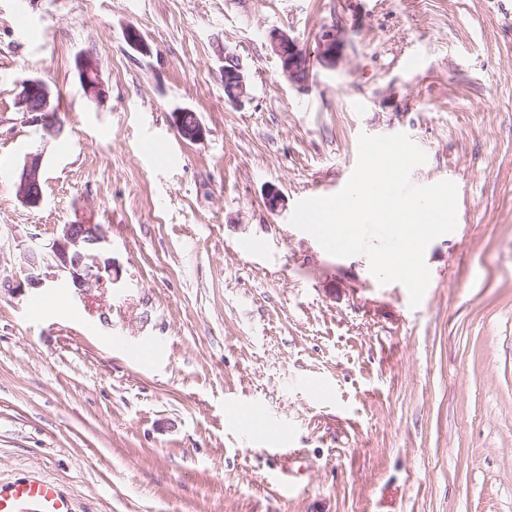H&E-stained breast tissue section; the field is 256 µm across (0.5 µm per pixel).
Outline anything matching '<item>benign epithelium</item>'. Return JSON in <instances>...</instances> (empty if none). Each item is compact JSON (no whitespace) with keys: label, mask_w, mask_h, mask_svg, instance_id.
I'll list each match as a JSON object with an SVG mask.
<instances>
[{"label":"benign epithelium","mask_w":512,"mask_h":512,"mask_svg":"<svg viewBox=\"0 0 512 512\" xmlns=\"http://www.w3.org/2000/svg\"><path fill=\"white\" fill-rule=\"evenodd\" d=\"M127 43L137 52L149 55L151 48L139 30L133 26L124 32ZM266 40L280 64L282 76L293 84H304L310 71L311 57L298 40L287 31L273 28ZM342 44V31L327 28L318 39L317 59L329 69L336 68ZM77 70L84 94L100 103L106 98L101 78L100 63L96 56L84 52L77 57ZM224 82L233 86L229 97L233 104H240L248 98V84L242 65L224 67ZM18 105L29 116V121L43 128L42 138L59 134L60 125L54 119L56 108L48 86L39 78L22 81ZM186 108L173 112V123L183 138L192 142L205 139L206 129L200 121L187 127L184 116ZM43 153L39 150L27 154L16 181V196L28 207H38L43 201ZM33 245L28 248V263L16 278V287L40 289L50 282L65 280L83 291L103 281L102 272H112V259L106 257L107 237L99 224H62L51 243L43 246L32 237Z\"/></svg>","instance_id":"1"}]
</instances>
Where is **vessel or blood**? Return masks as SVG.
<instances>
[{
  "mask_svg": "<svg viewBox=\"0 0 512 512\" xmlns=\"http://www.w3.org/2000/svg\"><path fill=\"white\" fill-rule=\"evenodd\" d=\"M260 408L251 406L234 415L235 426L243 441L255 444L265 430L259 423ZM0 512H74L71 500L58 485L48 479L33 477L0 488Z\"/></svg>",
  "mask_w": 512,
  "mask_h": 512,
  "instance_id": "vessel-or-blood-1",
  "label": "vessel or blood"
}]
</instances>
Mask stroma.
I'll list each match as a JSON object with an SVG mask.
<instances>
[{"mask_svg":"<svg viewBox=\"0 0 512 512\" xmlns=\"http://www.w3.org/2000/svg\"><path fill=\"white\" fill-rule=\"evenodd\" d=\"M328 26L338 66L289 83L266 31L312 54ZM87 50L100 105L75 67ZM28 77L49 86L58 137L18 107ZM177 108L204 141L178 134ZM395 133L427 154L411 181L457 187L415 308L366 255L290 223L303 196L346 185L360 135ZM36 149L44 199L28 207L15 182ZM80 220L102 225L117 284L12 288L32 237ZM232 403L263 407L297 458L242 444ZM33 476L74 512H512V0H0V486ZM77 70L84 94L92 101L101 103L106 90L101 78L100 63L93 52L87 51L77 57ZM232 55L233 54H230V52L224 53V83L229 82L232 84L234 93L228 99L231 89L230 87H225L224 95L231 103L241 104L246 98H248V84L240 60L239 64H233L232 67L225 65L226 62H231L229 58ZM184 116L185 123L191 124L196 115L194 112L186 108H180L173 112V123L182 137L192 142L203 141L206 136V129L202 123L197 118L191 126L185 127Z\"/></svg>","mask_w":512,"mask_h":512,"instance_id":"35a3bbf8","label":"stroma"}]
</instances>
